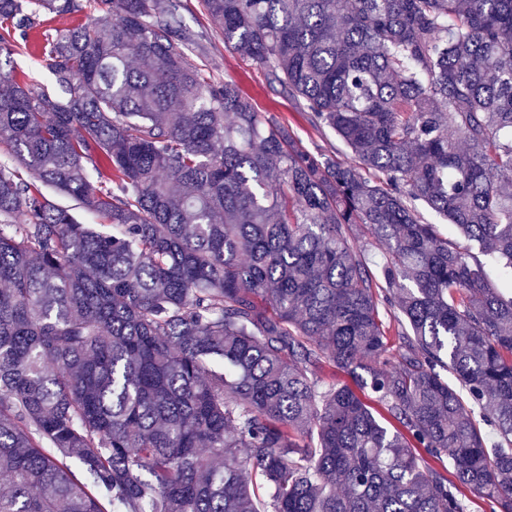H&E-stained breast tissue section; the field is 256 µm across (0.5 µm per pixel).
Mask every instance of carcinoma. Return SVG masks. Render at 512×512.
<instances>
[{
  "label": "carcinoma",
  "instance_id": "carcinoma-1",
  "mask_svg": "<svg viewBox=\"0 0 512 512\" xmlns=\"http://www.w3.org/2000/svg\"><path fill=\"white\" fill-rule=\"evenodd\" d=\"M202 2L350 161L179 0H0V512H512V0ZM179 12L187 27L204 35L205 53L190 54L192 63L211 77L237 81L251 98L256 111L270 112L291 124L303 146L320 148L342 161H350L349 154L333 132L312 127L279 86L269 85L264 70L258 64L225 46L224 37L205 14L200 0H182ZM72 21L69 16L49 17L31 33L26 45L15 44L12 47L11 66L14 67L13 75L19 82H25L37 91L58 93L52 76L39 61V47L45 30H62L69 27Z\"/></svg>",
  "mask_w": 512,
  "mask_h": 512
}]
</instances>
